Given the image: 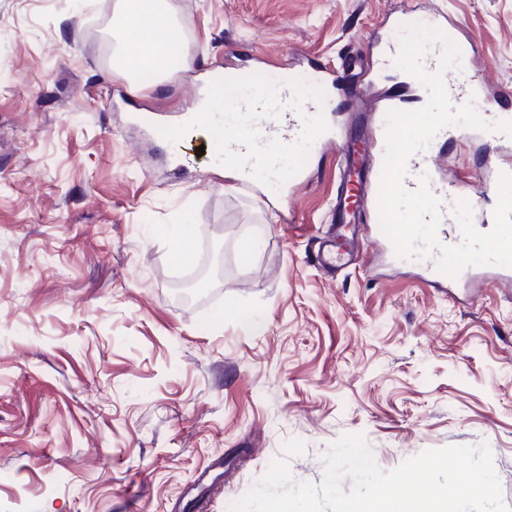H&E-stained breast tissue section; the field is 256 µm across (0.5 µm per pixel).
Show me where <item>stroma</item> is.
Listing matches in <instances>:
<instances>
[{
  "label": "stroma",
  "instance_id": "obj_1",
  "mask_svg": "<svg viewBox=\"0 0 512 512\" xmlns=\"http://www.w3.org/2000/svg\"><path fill=\"white\" fill-rule=\"evenodd\" d=\"M115 2L0 0V512H231L276 460L321 483L346 435L384 471L488 443L512 507V292L435 289L409 264L328 276L338 148L253 170L245 192L140 119L192 108L189 81L217 70L254 74L227 110L286 75L315 97L312 66L353 58L380 74L340 116L366 136L410 23L474 46L462 67L512 114V0H169L184 55L146 91L112 71ZM426 152L475 187L512 164L479 137ZM206 250L213 284L180 299Z\"/></svg>",
  "mask_w": 512,
  "mask_h": 512
}]
</instances>
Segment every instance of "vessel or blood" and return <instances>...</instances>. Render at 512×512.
I'll return each mask as SVG.
<instances>
[{
    "label": "vessel or blood",
    "mask_w": 512,
    "mask_h": 512,
    "mask_svg": "<svg viewBox=\"0 0 512 512\" xmlns=\"http://www.w3.org/2000/svg\"><path fill=\"white\" fill-rule=\"evenodd\" d=\"M320 85L331 87L336 92H350L355 83L346 71L322 68L316 72ZM445 84L451 102L473 99L477 108H485L478 84L468 70L449 71L444 75ZM405 98L388 99L386 110L402 109L405 102L426 104L427 91L421 83H405ZM284 103L282 111L264 116L255 113L252 124L247 129L236 132L226 139L222 150L225 157L233 160L253 162L263 154L275 155L281 150H294L317 139L319 143L328 144L338 140L340 122L332 118L320 127H313L310 114L318 108L313 99L304 98L295 88H285L281 93ZM386 125H379L372 130L367 143L343 145L345 167L341 174V189L336 196L335 217L336 232L330 237L317 255L319 265L328 273L334 274L351 265L356 257L357 241L354 226L361 221L362 208H369L373 227L370 231L372 242L384 245L386 251H393L394 245L382 232L380 221L379 194L384 169L385 152L381 145L386 141ZM430 158L423 153L414 154L407 163V175L404 185L407 189L418 186L422 174L429 172ZM430 191L441 202H448L467 191L465 183L455 180L430 179Z\"/></svg>",
    "instance_id": "b4317fda"
}]
</instances>
